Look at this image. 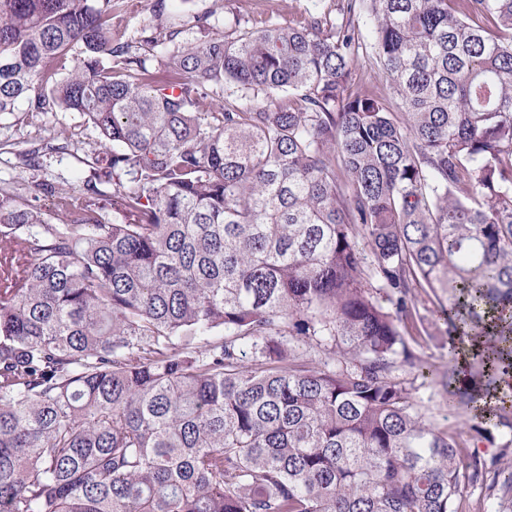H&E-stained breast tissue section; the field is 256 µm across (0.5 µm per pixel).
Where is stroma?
Wrapping results in <instances>:
<instances>
[{"instance_id":"35a3bbf8","label":"stroma","mask_w":512,"mask_h":512,"mask_svg":"<svg viewBox=\"0 0 512 512\" xmlns=\"http://www.w3.org/2000/svg\"><path fill=\"white\" fill-rule=\"evenodd\" d=\"M154 0H116L113 18L114 36L128 42L132 51L144 58L157 81L169 75V60L164 47H151L140 42L142 28L167 32L169 28L190 30L198 15L213 12L217 25H224L232 10H240L241 25L259 28L272 22L281 26H300L310 17L333 9L336 0H167L163 15L153 13ZM33 151L34 165L28 166L21 155ZM100 152L98 130L76 112L28 111L19 106L12 113L0 114V180L14 183L18 194L43 213L54 211L53 198L40 191L49 183L57 188H70L88 177V162ZM412 295L419 310L406 333L416 340L415 351L430 365L428 377H421L407 365H397L394 377L411 388L418 409L439 428L469 432L477 423L472 413L448 412L442 403L443 383L448 362L455 358L460 345L458 337L449 335V326L438 312V306L421 289Z\"/></svg>"}]
</instances>
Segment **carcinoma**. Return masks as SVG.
Segmentation results:
<instances>
[{
    "instance_id": "cac0c4a2",
    "label": "carcinoma",
    "mask_w": 512,
    "mask_h": 512,
    "mask_svg": "<svg viewBox=\"0 0 512 512\" xmlns=\"http://www.w3.org/2000/svg\"><path fill=\"white\" fill-rule=\"evenodd\" d=\"M113 2L0 0V112H77L104 146L79 188L41 184L57 224L0 184V512H462L463 448L512 434V0L204 14L144 39L164 82ZM414 288L481 346L444 383L485 402L467 438L392 377L422 367Z\"/></svg>"
}]
</instances>
